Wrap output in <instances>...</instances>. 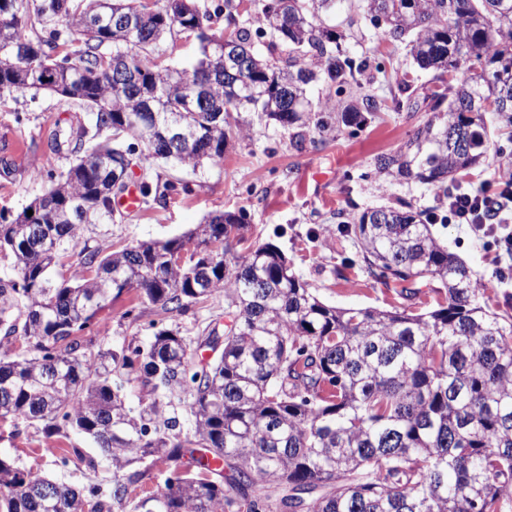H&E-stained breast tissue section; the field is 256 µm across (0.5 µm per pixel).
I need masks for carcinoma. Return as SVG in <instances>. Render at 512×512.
<instances>
[{
    "instance_id": "1",
    "label": "carcinoma",
    "mask_w": 512,
    "mask_h": 512,
    "mask_svg": "<svg viewBox=\"0 0 512 512\" xmlns=\"http://www.w3.org/2000/svg\"><path fill=\"white\" fill-rule=\"evenodd\" d=\"M260 0L242 23L224 0H0V99L49 90L88 119L55 126L52 154L70 167L52 194L22 212L0 211L4 337L29 355L0 354V421L69 428L112 462L109 497L121 512H506L512 495V316L489 310L487 289L434 236L438 216L407 203L341 222L370 275L410 299L426 283L442 296L404 307L339 309L322 303L266 243L246 255V215H211L189 234L107 254L81 246L84 226L112 222V190L137 155L142 203L155 159L197 167L224 157L230 113L260 112L305 148L378 117L372 96L313 103L312 85H360L369 62L324 24L335 0ZM359 16L404 44L422 70L448 77L450 94L406 85L394 108L423 112L406 143L375 158L384 180L429 186L448 198L457 175L497 157L489 125L512 138V0H360ZM229 31L215 32L219 20ZM189 32L199 56L176 67L149 56L163 36ZM245 68L224 75L222 42ZM33 215H28V212ZM192 251L189 261L182 254ZM78 265L67 278L53 268ZM134 290L165 313L224 292V336L202 341L159 327L141 345L97 353L76 333ZM211 362L198 347H216ZM141 385L137 400L128 394ZM138 462L168 469L164 489L130 486ZM110 505V506H112ZM89 496L0 457V512H111Z\"/></svg>"
}]
</instances>
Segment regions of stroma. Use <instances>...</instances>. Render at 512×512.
I'll return each instance as SVG.
<instances>
[{
	"mask_svg": "<svg viewBox=\"0 0 512 512\" xmlns=\"http://www.w3.org/2000/svg\"><path fill=\"white\" fill-rule=\"evenodd\" d=\"M326 22L352 52L369 57L374 78L364 91L381 101V117L355 133L307 144L296 151L287 129L261 121L257 113H233L247 136L230 140L220 160L186 167L163 159L155 161L153 174L176 182L178 190L163 201H153L137 212L124 213L109 224L86 225L87 247L110 252L140 241L164 242L186 235L212 214L245 211L249 227L238 253L250 246L271 243L290 260L295 273L314 288L325 304L349 308L388 309L402 305L393 289L370 277L355 265L356 248L351 238L338 231L340 217H352L369 207L389 205L396 199L414 210L434 211L439 202L432 190L416 185H381L374 173L378 154L392 152L407 141L420 114L396 110L401 79L411 81L418 92L447 91L432 72L421 70L407 48L390 41L380 30L348 26L344 5H337ZM77 109L46 91L14 93L0 102V145L16 158L19 174L0 177V210L20 213L50 186L48 179L33 178V168L65 171L66 156L46 152L43 142L57 121L76 115ZM433 232L448 251L486 283L493 312L512 315V276L504 270L512 258L491 238L478 239L463 224L435 223ZM350 268H342V261ZM179 328L182 335H204L212 324L224 325V295L217 292L183 313L161 314L140 305L135 292L123 294L102 310L93 324L81 332L86 352L149 340L154 324ZM96 455L85 437L66 432L46 437L41 424L12 426L0 423V456L25 472H34L78 489L103 487L112 478V465L100 461L96 470L72 459L73 449ZM68 464H61L62 456Z\"/></svg>",
	"mask_w": 512,
	"mask_h": 512,
	"instance_id": "35a3bbf8",
	"label": "stroma"
}]
</instances>
